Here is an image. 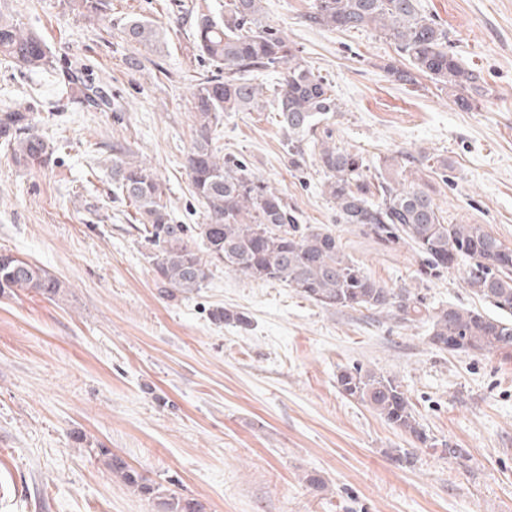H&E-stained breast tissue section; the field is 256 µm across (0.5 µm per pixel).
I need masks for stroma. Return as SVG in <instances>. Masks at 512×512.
I'll use <instances>...</instances> for the list:
<instances>
[{"instance_id":"obj_1","label":"stroma","mask_w":512,"mask_h":512,"mask_svg":"<svg viewBox=\"0 0 512 512\" xmlns=\"http://www.w3.org/2000/svg\"><path fill=\"white\" fill-rule=\"evenodd\" d=\"M311 2L264 0V19L332 81L337 145L372 167L404 153L448 223L484 225L512 247V0H420L492 90L470 111L429 78L415 90L393 81L384 66L394 48L375 31L310 27ZM223 3L110 0L90 20L67 0H0V16L39 35L53 60L25 74L0 56V108L31 106L55 145L36 169L0 145V250L65 283L54 302L0 295V512H162L174 496L206 512H512V362L440 351L426 322L326 309L224 268L195 294H165L135 210L112 182V148L152 167L177 223H205L186 158L197 135L191 88L211 66L193 47L192 22ZM132 18L159 31L152 52L124 39ZM75 82L103 104L71 97ZM213 138L375 280L430 306H477L457 272L420 280L409 245L389 248L338 223L316 149L306 146L293 170L273 106L225 113ZM217 307L242 312L248 326L214 322ZM356 365L395 377L438 447H413L343 395L336 377ZM444 442L461 457L442 452ZM102 448L152 493L114 478ZM399 448L412 450V464L396 461Z\"/></svg>"}]
</instances>
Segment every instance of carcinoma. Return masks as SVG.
<instances>
[{"instance_id": "cac0c4a2", "label": "carcinoma", "mask_w": 512, "mask_h": 512, "mask_svg": "<svg viewBox=\"0 0 512 512\" xmlns=\"http://www.w3.org/2000/svg\"><path fill=\"white\" fill-rule=\"evenodd\" d=\"M76 14L100 15L107 0H67ZM263 0H224V12L196 15L193 43L218 74L193 85L192 109L199 139L187 158L192 187L205 207L207 223L176 224L170 217L160 179L130 153L112 148V180L136 208L154 271L163 284L189 295L205 287L220 266L254 279L279 281L325 308H363L399 312L403 319L429 324L435 349L496 353L512 360V248L481 224H449L431 193L406 175L399 156L384 158L376 174L357 151L336 145L332 134L317 140L321 117L339 109L334 88L297 54L284 33L263 20ZM306 20L329 30L370 29L394 45L405 63L385 64L398 84L415 86L426 76L448 91L454 104L470 111L487 94L480 69L464 65L448 50V30L421 14L419 0H313ZM127 41L151 49L159 41L147 19H134L121 30ZM0 55L24 70H48L46 45L18 22L0 18ZM284 68L274 91V109L287 138L291 164L304 162V142L318 147L325 176L324 193L342 224H358L375 238L408 244L423 255L420 275L437 277L455 270L471 295L488 310L453 304L429 308L406 288H389L346 257L331 231L298 224L281 193L245 165L217 156L212 131L226 112L260 108L262 88L253 77ZM0 140L13 159L29 168L44 166L54 147L40 133L33 113L0 109ZM64 282L11 251H0V294L34 292L48 300L64 294ZM214 321L248 325L238 311L220 307ZM341 392L368 407L389 425L427 448L437 446L417 418L401 384L393 377L360 367L337 378ZM113 477L141 493L146 478L120 455L99 452ZM164 512H204L194 498L172 497Z\"/></svg>"}]
</instances>
